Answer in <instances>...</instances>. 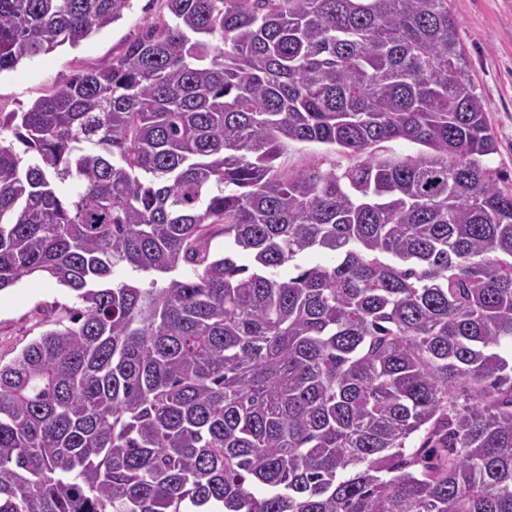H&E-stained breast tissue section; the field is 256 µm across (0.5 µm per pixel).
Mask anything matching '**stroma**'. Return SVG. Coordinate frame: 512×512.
<instances>
[{
  "mask_svg": "<svg viewBox=\"0 0 512 512\" xmlns=\"http://www.w3.org/2000/svg\"><path fill=\"white\" fill-rule=\"evenodd\" d=\"M459 25V36L470 62V77L483 100L498 151L487 164L498 172L500 184L512 188V0H448ZM161 13L159 0H135L134 7L113 25L93 34L79 47L67 46L23 61L16 70L0 74V112L29 105L47 91L66 83L86 67L105 66L146 22ZM285 167L315 163L322 170L359 163L308 142L288 143ZM77 302L66 288L36 276L22 278L0 291V363L16 358L33 340L57 323L67 321Z\"/></svg>",
  "mask_w": 512,
  "mask_h": 512,
  "instance_id": "stroma-1",
  "label": "stroma"
}]
</instances>
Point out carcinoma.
<instances>
[{"label": "carcinoma", "instance_id": "obj_1", "mask_svg": "<svg viewBox=\"0 0 512 512\" xmlns=\"http://www.w3.org/2000/svg\"><path fill=\"white\" fill-rule=\"evenodd\" d=\"M133 2L0 0V73ZM164 7L0 112V291L81 302L0 364V512H512V192L448 0ZM366 155H341L328 147L308 142H288L285 154L280 159L288 169L302 168L316 163L323 171L346 168L364 160Z\"/></svg>", "mask_w": 512, "mask_h": 512}]
</instances>
